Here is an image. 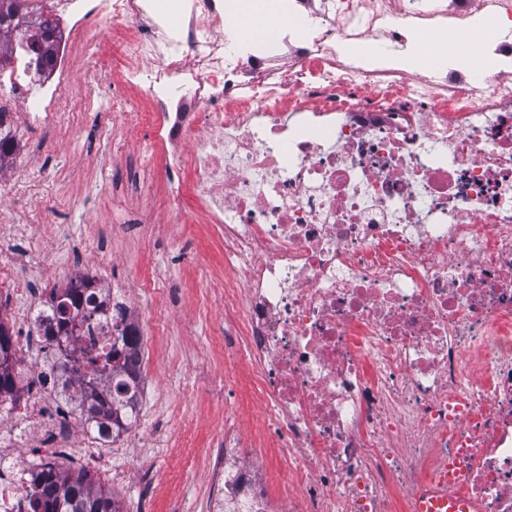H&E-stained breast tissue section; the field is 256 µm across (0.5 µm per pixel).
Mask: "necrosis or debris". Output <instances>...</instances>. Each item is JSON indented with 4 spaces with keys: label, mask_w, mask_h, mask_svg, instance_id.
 Wrapping results in <instances>:
<instances>
[{
    "label": "necrosis or debris",
    "mask_w": 512,
    "mask_h": 512,
    "mask_svg": "<svg viewBox=\"0 0 512 512\" xmlns=\"http://www.w3.org/2000/svg\"><path fill=\"white\" fill-rule=\"evenodd\" d=\"M481 6L512 26V0H264L282 40L243 43L239 0H37V20L74 18L70 38L50 72L21 54L0 69L20 116L61 140L76 128L67 88L104 92L125 136L151 130L142 166L160 169L178 223L203 214L224 245V357L248 370L260 416L250 435L225 418L212 512H419L435 493L512 512V40L472 43ZM445 27L469 70L342 53ZM118 32L117 64L97 45ZM22 278L1 249L16 378L0 396V512H35L40 473L65 458L113 480L104 434L73 430V398L90 352L143 330L114 284L58 335L46 302L11 306ZM31 328L51 335L34 365ZM30 426L32 445L17 434ZM457 454L464 476L442 483Z\"/></svg>",
    "instance_id": "necrosis-or-debris-1"
}]
</instances>
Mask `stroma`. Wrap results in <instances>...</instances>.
<instances>
[{
    "label": "stroma",
    "instance_id": "1",
    "mask_svg": "<svg viewBox=\"0 0 512 512\" xmlns=\"http://www.w3.org/2000/svg\"><path fill=\"white\" fill-rule=\"evenodd\" d=\"M65 141L40 127L15 123L14 164L24 172L0 198V247L25 254L27 290L50 281L66 287L78 273L99 284H124L150 334L151 362L142 369L148 396L127 449L124 473L108 484L123 512H207L200 489L228 411L224 386L223 248L205 224L170 222L166 200L150 191L152 175L129 162L139 140L113 150L86 128ZM49 221L15 227L30 210ZM106 242L96 250L94 239Z\"/></svg>",
    "mask_w": 512,
    "mask_h": 512
}]
</instances>
